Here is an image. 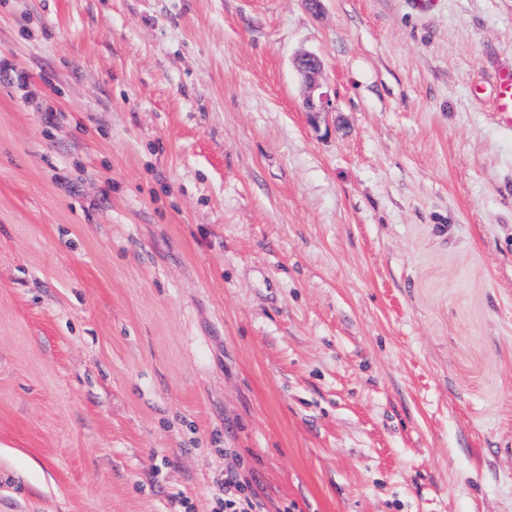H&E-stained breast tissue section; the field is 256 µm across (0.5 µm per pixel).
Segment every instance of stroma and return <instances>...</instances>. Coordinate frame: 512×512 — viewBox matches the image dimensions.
<instances>
[{
  "label": "stroma",
  "mask_w": 512,
  "mask_h": 512,
  "mask_svg": "<svg viewBox=\"0 0 512 512\" xmlns=\"http://www.w3.org/2000/svg\"><path fill=\"white\" fill-rule=\"evenodd\" d=\"M0 55V512H512V0H0ZM304 85L303 107L307 114L314 119L321 115L335 112V95L323 79V61L320 56L311 52H304L294 60ZM493 112L512 115V70H503L496 81ZM217 481L224 487V499L221 500V508L224 512H264L261 505L248 494H245L244 486L238 481L232 472L224 474V480Z\"/></svg>",
  "instance_id": "1"
}]
</instances>
